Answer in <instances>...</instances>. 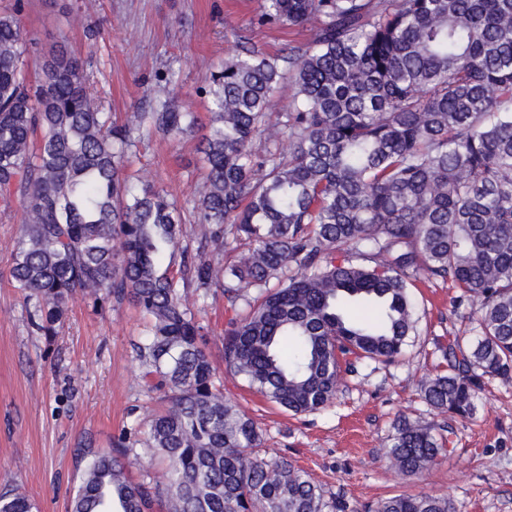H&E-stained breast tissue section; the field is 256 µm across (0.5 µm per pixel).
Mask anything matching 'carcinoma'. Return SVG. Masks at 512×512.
Wrapping results in <instances>:
<instances>
[{"label":"carcinoma","mask_w":512,"mask_h":512,"mask_svg":"<svg viewBox=\"0 0 512 512\" xmlns=\"http://www.w3.org/2000/svg\"><path fill=\"white\" fill-rule=\"evenodd\" d=\"M261 27H310L280 55L251 47L211 74L208 121L157 101L119 124L60 39L31 80L18 10L0 12V197L19 201L9 278L55 332L70 297L129 301L147 318L142 378L162 393L142 439L88 454L71 512H344L224 396L186 307L160 270L183 212L126 168L141 126L167 137L198 127L203 176L192 209L223 265L183 252L197 289L248 312L224 329V364L294 415L326 408L350 359L391 360L416 331L409 293L448 280L479 302L478 338L448 345L425 401L467 418L485 377L512 380V0H264ZM293 89L271 119L275 93ZM263 149H253L256 138ZM346 246L363 259L336 262ZM278 286L269 287L271 280ZM374 305L353 320L345 307ZM443 426L398 421L390 470L413 476L450 451ZM149 453L161 475L128 466ZM21 492L0 512H33ZM366 512H452L432 494L378 500Z\"/></svg>","instance_id":"carcinoma-1"}]
</instances>
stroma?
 Returning a JSON list of instances; mask_svg holds the SVG:
<instances>
[{
  "label": "stroma",
  "mask_w": 512,
  "mask_h": 512,
  "mask_svg": "<svg viewBox=\"0 0 512 512\" xmlns=\"http://www.w3.org/2000/svg\"><path fill=\"white\" fill-rule=\"evenodd\" d=\"M81 2L25 0L21 18L38 54L54 47L59 32L69 34L94 90L120 124L170 91L184 109L206 113L210 73L242 47L275 53L309 36L295 27H257L263 0H93L84 16L77 12ZM170 69L177 73L173 86L163 80ZM200 140L197 133L173 140L140 129L129 171L191 208L201 179ZM20 218L16 201L0 199V494L22 492L38 512H70L86 450L112 448L133 423L148 424L161 401L139 377L134 344L145 318L131 304L77 294L55 335L36 330L32 304L8 275ZM186 291L225 396L257 422L269 454L287 456L344 500L347 512L418 493L447 498L453 512H512V384L485 379L470 420H447L420 394L422 382L446 368L449 338H475L477 305L457 302L450 283L424 279L413 288L417 331L400 357L341 370L333 404L299 416L226 370L222 336L231 312L221 289L200 297L191 282ZM402 417L453 429L451 452L418 476H396L387 463L389 438Z\"/></svg>",
  "instance_id": "1"
}]
</instances>
